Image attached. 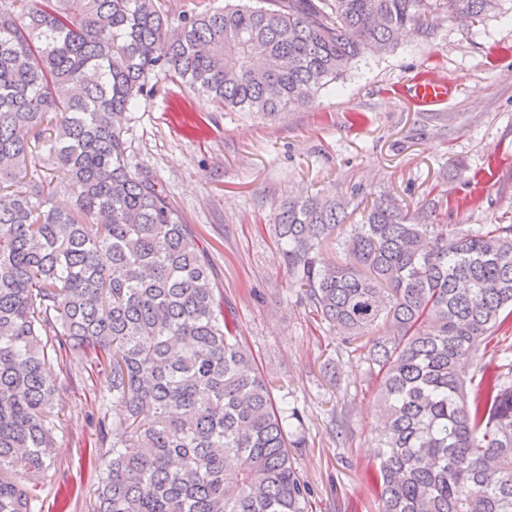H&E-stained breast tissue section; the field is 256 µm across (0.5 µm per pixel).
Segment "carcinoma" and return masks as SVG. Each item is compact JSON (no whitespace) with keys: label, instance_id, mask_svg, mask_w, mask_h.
<instances>
[{"label":"carcinoma","instance_id":"1","mask_svg":"<svg viewBox=\"0 0 512 512\" xmlns=\"http://www.w3.org/2000/svg\"><path fill=\"white\" fill-rule=\"evenodd\" d=\"M271 2L174 22L160 0H0V512H36L68 391L46 366L81 347L126 407L99 419L92 512H305L299 414L240 344L194 231L130 169L123 116L172 73L275 119L399 32L498 0ZM357 194L291 198L274 224L301 298L377 380L379 512H512V376L485 364L472 392L468 372L512 325V224H419L380 194L342 237L352 261L326 266Z\"/></svg>","mask_w":512,"mask_h":512}]
</instances>
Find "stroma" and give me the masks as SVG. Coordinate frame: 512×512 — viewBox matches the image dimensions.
Segmentation results:
<instances>
[{
    "mask_svg": "<svg viewBox=\"0 0 512 512\" xmlns=\"http://www.w3.org/2000/svg\"><path fill=\"white\" fill-rule=\"evenodd\" d=\"M434 75L453 90L419 107L398 88ZM127 115L128 162L165 187L198 235L235 331L275 400L299 411L288 437L308 488L307 512H378L367 477L377 459L376 383L336 331L301 301L281 260L272 220L292 196L358 185L388 193L410 213L445 186L432 224H512V0L481 22L447 18L425 37L412 32L386 53L367 54L311 105L270 119L216 108L173 78ZM81 354L51 362L69 382L56 451L37 496L42 512H90L110 447L99 411L103 376Z\"/></svg>",
    "mask_w": 512,
    "mask_h": 512,
    "instance_id": "obj_1",
    "label": "stroma"
}]
</instances>
